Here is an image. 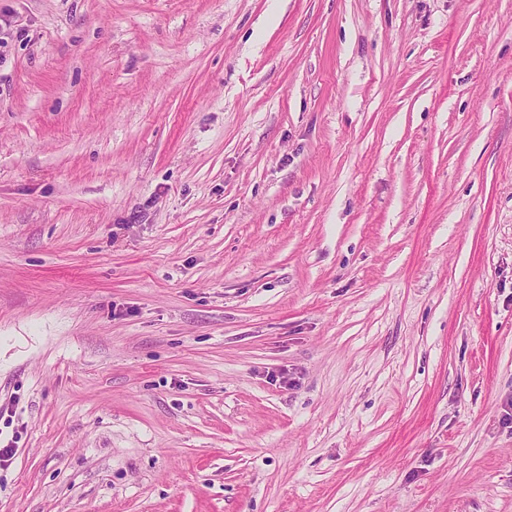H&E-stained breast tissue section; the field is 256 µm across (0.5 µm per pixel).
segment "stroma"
Instances as JSON below:
<instances>
[{"label":"stroma","mask_w":512,"mask_h":512,"mask_svg":"<svg viewBox=\"0 0 512 512\" xmlns=\"http://www.w3.org/2000/svg\"><path fill=\"white\" fill-rule=\"evenodd\" d=\"M0 512H512V0H0Z\"/></svg>","instance_id":"35a3bbf8"}]
</instances>
